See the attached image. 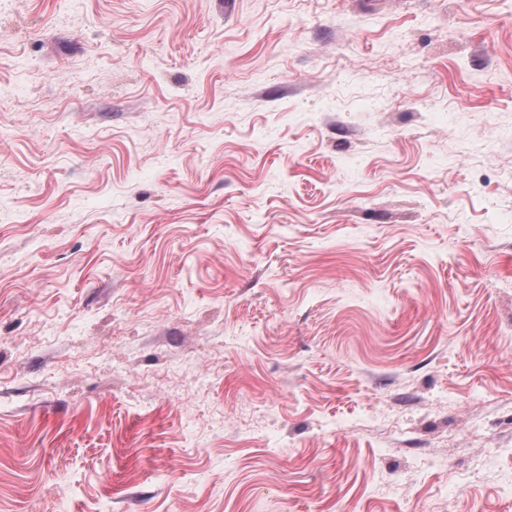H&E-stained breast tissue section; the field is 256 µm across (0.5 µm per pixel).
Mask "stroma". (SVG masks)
I'll return each instance as SVG.
<instances>
[{
  "instance_id": "obj_1",
  "label": "stroma",
  "mask_w": 512,
  "mask_h": 512,
  "mask_svg": "<svg viewBox=\"0 0 512 512\" xmlns=\"http://www.w3.org/2000/svg\"><path fill=\"white\" fill-rule=\"evenodd\" d=\"M512 0H0V512H512Z\"/></svg>"
}]
</instances>
